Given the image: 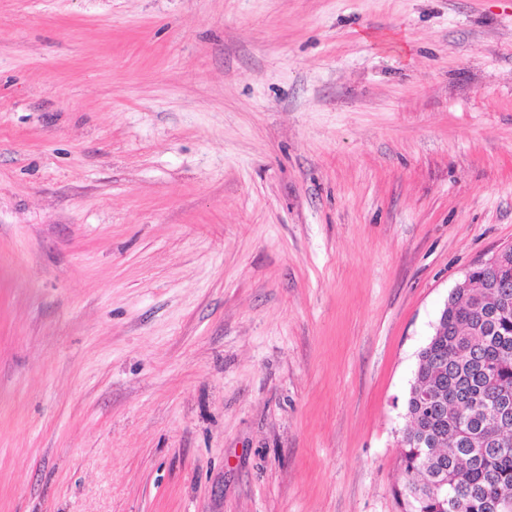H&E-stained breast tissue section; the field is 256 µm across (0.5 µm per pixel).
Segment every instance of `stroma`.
I'll return each mask as SVG.
<instances>
[{"instance_id": "35a3bbf8", "label": "stroma", "mask_w": 512, "mask_h": 512, "mask_svg": "<svg viewBox=\"0 0 512 512\" xmlns=\"http://www.w3.org/2000/svg\"><path fill=\"white\" fill-rule=\"evenodd\" d=\"M510 242L512 0H0V512H402Z\"/></svg>"}]
</instances>
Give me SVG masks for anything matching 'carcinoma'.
<instances>
[{"label": "carcinoma", "instance_id": "1", "mask_svg": "<svg viewBox=\"0 0 512 512\" xmlns=\"http://www.w3.org/2000/svg\"><path fill=\"white\" fill-rule=\"evenodd\" d=\"M476 288L448 304L442 335L427 342L406 401L401 439L404 512H512V444L498 443V405L512 406V288ZM424 393L454 394L459 403L420 411Z\"/></svg>", "mask_w": 512, "mask_h": 512}]
</instances>
